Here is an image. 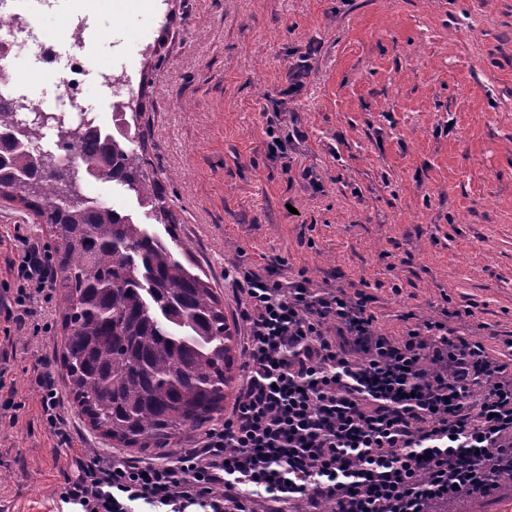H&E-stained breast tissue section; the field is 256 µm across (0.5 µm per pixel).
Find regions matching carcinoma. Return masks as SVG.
<instances>
[{"instance_id": "cac0c4a2", "label": "carcinoma", "mask_w": 512, "mask_h": 512, "mask_svg": "<svg viewBox=\"0 0 512 512\" xmlns=\"http://www.w3.org/2000/svg\"><path fill=\"white\" fill-rule=\"evenodd\" d=\"M0 101V197L52 229L51 286L63 376L79 413L115 448L162 449L214 421L242 364L224 301L177 238L155 174L129 137L88 135L79 166L49 165ZM120 182L159 209L168 239L76 190L81 172ZM187 255L181 261L178 254Z\"/></svg>"}]
</instances>
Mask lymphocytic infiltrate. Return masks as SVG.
Listing matches in <instances>:
<instances>
[{
  "label": "lymphocytic infiltrate",
  "instance_id": "obj_1",
  "mask_svg": "<svg viewBox=\"0 0 512 512\" xmlns=\"http://www.w3.org/2000/svg\"><path fill=\"white\" fill-rule=\"evenodd\" d=\"M287 99L266 116L268 153L288 156ZM224 267L246 357L224 421L174 454L74 456L70 512H447L495 495L512 472V370L482 344L427 320L378 332L361 295ZM6 321L25 325L50 283L39 244L20 238Z\"/></svg>",
  "mask_w": 512,
  "mask_h": 512
}]
</instances>
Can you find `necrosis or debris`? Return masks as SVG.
<instances>
[{
    "mask_svg": "<svg viewBox=\"0 0 512 512\" xmlns=\"http://www.w3.org/2000/svg\"><path fill=\"white\" fill-rule=\"evenodd\" d=\"M56 6L57 0H0V69H6L25 45L35 48L41 64L53 66L57 59L55 44L37 27L35 19ZM66 25L70 35L66 43L65 74L55 86L54 104L45 106L21 93L12 78L0 81V100L8 103L15 120L43 116V123L37 127L38 135L55 134L64 129L70 133V143L76 144L90 132L111 130L113 124L121 120L115 112L110 121H103L89 108L85 95L87 77L96 75L101 89L113 102L129 97L134 86L125 71L92 67L86 53V35L90 31L88 15L73 14Z\"/></svg>",
    "mask_w": 512,
    "mask_h": 512,
    "instance_id": "obj_1",
    "label": "necrosis or debris"
}]
</instances>
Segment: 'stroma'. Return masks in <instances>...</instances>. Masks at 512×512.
<instances>
[{"instance_id": "1", "label": "stroma", "mask_w": 512, "mask_h": 512, "mask_svg": "<svg viewBox=\"0 0 512 512\" xmlns=\"http://www.w3.org/2000/svg\"><path fill=\"white\" fill-rule=\"evenodd\" d=\"M93 62L126 70L141 112L131 144L150 162L177 234L235 316L226 263L264 273L274 256L314 285L362 294L379 331L448 308L450 325L512 364V0H96ZM319 50L284 119L304 131L290 166L270 158L268 99L308 43ZM15 74L52 101L62 64L33 49ZM86 194L163 233L115 182ZM48 247L31 211L0 199V289L15 231ZM45 328L0 334V512H57L74 454L113 449L60 393L68 440L41 407L37 356L56 358L54 297Z\"/></svg>"}]
</instances>
